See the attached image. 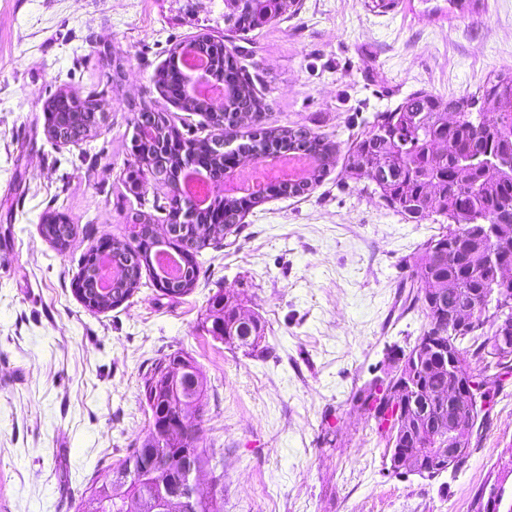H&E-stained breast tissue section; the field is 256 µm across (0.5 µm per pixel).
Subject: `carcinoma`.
Instances as JSON below:
<instances>
[{"label":"carcinoma","instance_id":"obj_1","mask_svg":"<svg viewBox=\"0 0 512 512\" xmlns=\"http://www.w3.org/2000/svg\"><path fill=\"white\" fill-rule=\"evenodd\" d=\"M288 0H245L228 31L242 38L266 25L288 10ZM191 52L208 60L216 79L230 92L225 108L230 115L224 122L215 119L210 104L188 101L182 97V71L175 61L181 45L172 49L167 65L155 74V83L163 96L186 112L204 116L208 126L224 132V140L236 141L237 150L251 151L263 157L282 150H303L322 161L336 153V144L305 128L271 127L264 122L265 87L259 75L251 74L240 61V47L224 46V56H214L209 37L192 40ZM104 92L91 90L76 101L67 91L51 94L45 103L48 112L47 133L56 139V130L65 129L69 142L78 143L97 137L103 125ZM494 112L501 126L512 130V76L498 75L488 80L477 93L445 99L431 91L419 90L405 97L394 109L378 112L368 133L350 146L345 166L359 178L368 180L386 206L412 221L439 216L447 221L442 232L424 242L414 257L410 290L402 299V308L418 307L426 318L420 342H431L435 351L415 363L417 384L413 413L405 419L396 416L406 393L399 386L397 371L387 380H376L354 396L360 408L374 412L378 427L396 438L386 437L397 451L389 461L395 468L411 458L423 461L412 471L433 478L448 470L457 471L467 458L466 448L475 429L481 427L489 407L495 404L502 376L512 374V341L500 338L496 323L492 332L484 331L489 317L509 312L512 305L498 297L496 279L500 267L489 258L491 246L475 236L479 224L495 223L496 213L512 206V176L497 171L468 167L463 161L472 143L483 141L495 149L508 148L498 131L480 125L478 115ZM132 124L156 129L157 139L165 143V157L154 156L152 146H141L139 161L153 154V167L164 173L169 192L162 197L137 193L139 208L132 217L134 239H114L105 256L117 270L112 280V295L101 296V303L113 307L127 299L142 284L143 270H152L150 256L161 243L175 249L188 276L161 279L151 274L156 285L168 294L183 295L192 290L199 271L197 256L201 250L224 238L225 226L238 224L244 214L263 203V197H227L214 200L197 210L196 224L178 223L187 197L181 191L180 155L191 153L199 169L211 180H223L224 172L235 154L219 153L212 148V137L185 135L162 122L160 113L144 106L133 113ZM46 217L41 232L56 249L67 248L75 225L55 224ZM88 257H83L77 285L89 292L97 289V275L90 273ZM462 314L469 323L461 328L448 322V314ZM212 335L236 348L262 354L263 326L255 316L241 315L237 307L214 299L211 309ZM451 348L442 347L446 341ZM486 364L476 369L471 358ZM475 387H486V407L468 404L471 415L467 430L458 444L465 452L452 463L430 454L433 436L448 429V406L455 405L457 385L461 380ZM145 399L154 422L141 447L130 448L113 471L128 474L125 497L116 501L112 483L93 485L81 497L77 512H157L165 485L177 486L183 477L182 462L188 461L195 472H211L224 467V455L199 445L191 435L193 424L184 411L200 414L205 406V381L186 356L161 358L154 362L145 380ZM159 459L160 474L148 477L140 472V461L147 452Z\"/></svg>","mask_w":512,"mask_h":512}]
</instances>
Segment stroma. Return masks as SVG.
I'll list each match as a JSON object with an SVG mask.
<instances>
[{"mask_svg":"<svg viewBox=\"0 0 512 512\" xmlns=\"http://www.w3.org/2000/svg\"><path fill=\"white\" fill-rule=\"evenodd\" d=\"M300 0L248 33L244 63L265 90V123L336 142L320 183L270 196L205 248L192 290L143 275L121 304L89 309L74 291L85 253L130 238L137 207L132 113L164 106L176 127L200 115L165 104L153 81L174 44L227 34L224 0H0V512H76L88 488L139 447L155 360L190 355L206 383L200 445L224 454L202 473L224 512H476L494 483L512 487V376L456 473L390 476L386 441L353 395L383 376L391 346L411 349L426 319L401 311L420 244L441 230L389 210L344 151L374 114L410 93H472L512 73V0ZM105 92L93 141L59 146L44 104L65 88ZM63 212L65 250L40 231ZM264 321L262 355L212 337L215 295Z\"/></svg>","mask_w":512,"mask_h":512,"instance_id":"obj_1","label":"stroma"}]
</instances>
